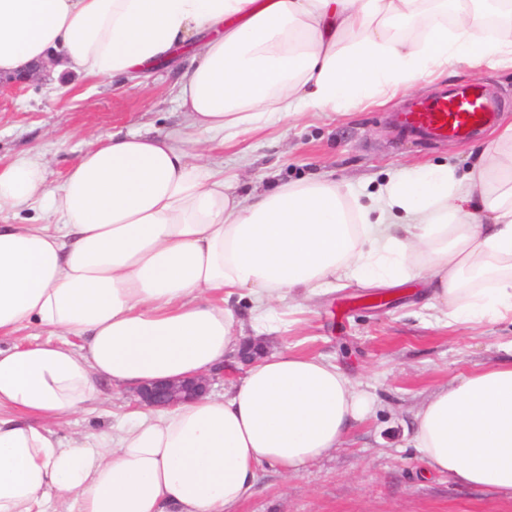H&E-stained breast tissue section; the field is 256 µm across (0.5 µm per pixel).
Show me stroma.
Wrapping results in <instances>:
<instances>
[{"mask_svg": "<svg viewBox=\"0 0 512 512\" xmlns=\"http://www.w3.org/2000/svg\"><path fill=\"white\" fill-rule=\"evenodd\" d=\"M188 58L153 66L139 79L87 78L69 84L47 80L0 91V160L40 154L49 178L60 183L88 148L92 135L141 130L165 134L183 123L172 91ZM462 82L481 85L501 102L499 125L512 123V70L459 67L414 88L337 110L306 112L240 134L212 149L227 181L238 191L269 182L307 179L335 182L358 195L385 183L389 173L430 164H451L468 173L482 150L493 145L494 129L466 142H424L402 134L393 120L411 99ZM497 145V144H494ZM503 159L512 144L497 145ZM248 153L251 167H241ZM426 288L416 279L392 287L352 284L274 307L275 332L262 336L266 350L284 348L340 366L374 400L373 413L348 441L292 476L265 468L256 495L241 512H512V500L491 488L460 486L429 471L409 443L414 414L449 377L505 358L503 342L512 324L486 321L445 327L427 308ZM102 401L64 419V436L94 433L115 425L114 414L133 402L130 390L104 385Z\"/></svg>", "mask_w": 512, "mask_h": 512, "instance_id": "35a3bbf8", "label": "stroma"}]
</instances>
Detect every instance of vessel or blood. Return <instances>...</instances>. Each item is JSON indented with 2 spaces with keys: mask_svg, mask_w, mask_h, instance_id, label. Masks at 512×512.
Here are the masks:
<instances>
[{
  "mask_svg": "<svg viewBox=\"0 0 512 512\" xmlns=\"http://www.w3.org/2000/svg\"><path fill=\"white\" fill-rule=\"evenodd\" d=\"M499 110V101L486 91L462 83L411 101L397 115L396 124L430 142L466 140L490 126Z\"/></svg>",
  "mask_w": 512,
  "mask_h": 512,
  "instance_id": "obj_1",
  "label": "vessel or blood"
}]
</instances>
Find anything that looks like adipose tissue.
I'll return each instance as SVG.
<instances>
[{"label":"adipose tissue","mask_w":512,"mask_h":512,"mask_svg":"<svg viewBox=\"0 0 512 512\" xmlns=\"http://www.w3.org/2000/svg\"><path fill=\"white\" fill-rule=\"evenodd\" d=\"M505 15L496 36L473 29ZM455 18L443 24L444 16ZM425 23L422 41L400 29ZM193 50L175 85L186 123L95 139L61 184L25 153L0 163V512H239L262 466L298 473L343 444L373 401L339 367L281 350L241 383L170 408L135 406L118 432L63 440L59 421L99 381L140 387L224 366L288 296L340 281L414 277L447 325L512 323V163L397 173L377 206L312 181L240 194L193 152L302 112L410 88L459 65L512 68V0H0V76L54 56L60 71L113 78ZM80 339L73 347L72 339ZM507 359L454 376L415 415L427 468L512 498V341Z\"/></svg>","instance_id":"ef3b65f1"}]
</instances>
